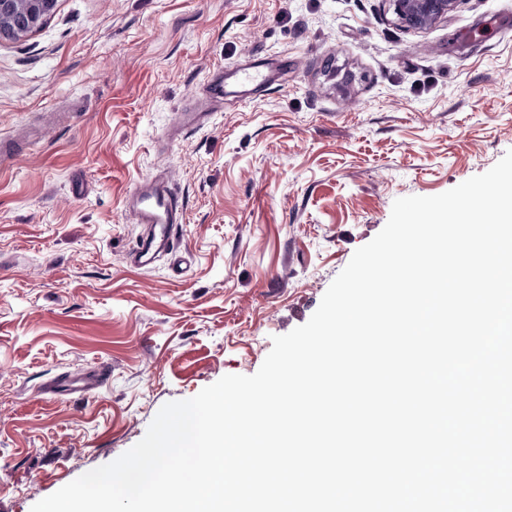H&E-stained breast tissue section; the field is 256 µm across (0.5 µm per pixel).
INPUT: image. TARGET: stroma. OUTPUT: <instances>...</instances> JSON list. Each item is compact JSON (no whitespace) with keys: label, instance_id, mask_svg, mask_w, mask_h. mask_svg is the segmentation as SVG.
I'll return each instance as SVG.
<instances>
[{"label":"stroma","instance_id":"obj_1","mask_svg":"<svg viewBox=\"0 0 512 512\" xmlns=\"http://www.w3.org/2000/svg\"><path fill=\"white\" fill-rule=\"evenodd\" d=\"M218 72L223 107L174 133ZM0 143V512H31L165 403L256 373L394 200L512 149V0L423 31L385 0H59L0 41ZM160 172L187 211L179 272L126 260L127 196ZM98 365L100 389L51 390Z\"/></svg>","mask_w":512,"mask_h":512}]
</instances>
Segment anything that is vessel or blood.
I'll use <instances>...</instances> for the list:
<instances>
[{
	"label": "vessel or blood",
	"mask_w": 512,
	"mask_h": 512,
	"mask_svg": "<svg viewBox=\"0 0 512 512\" xmlns=\"http://www.w3.org/2000/svg\"><path fill=\"white\" fill-rule=\"evenodd\" d=\"M129 211L143 227L128 254L134 268H146L162 253L179 256L184 205L180 203L169 179L154 175L139 182L128 196ZM102 377L86 370L70 375L65 381L67 391L84 393L101 384Z\"/></svg>",
	"instance_id": "vessel-or-blood-1"
}]
</instances>
